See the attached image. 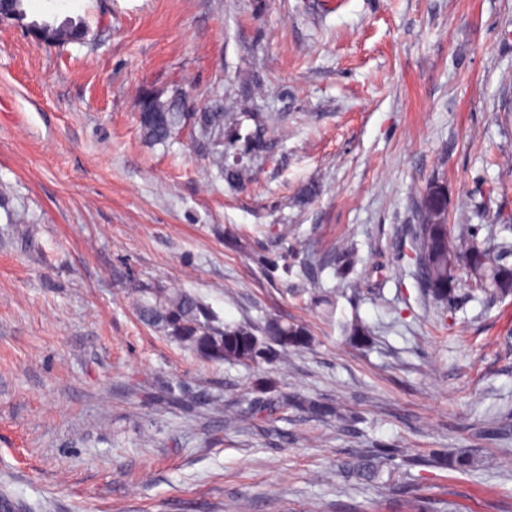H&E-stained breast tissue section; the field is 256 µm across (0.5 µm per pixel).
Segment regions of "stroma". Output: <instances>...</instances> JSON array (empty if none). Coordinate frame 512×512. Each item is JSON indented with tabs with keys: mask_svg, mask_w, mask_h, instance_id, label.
Here are the masks:
<instances>
[{
	"mask_svg": "<svg viewBox=\"0 0 512 512\" xmlns=\"http://www.w3.org/2000/svg\"><path fill=\"white\" fill-rule=\"evenodd\" d=\"M27 5L90 34L48 46L0 22V495L21 512H512V297L463 274L436 306L411 257L434 179L449 224L512 225V0ZM147 94L223 113L224 163L249 180L225 181L194 124L145 141ZM133 281L312 341L284 365L203 360L140 322ZM258 397L280 410L252 416ZM452 448L482 465L433 466ZM384 452L374 481L345 479Z\"/></svg>",
	"mask_w": 512,
	"mask_h": 512,
	"instance_id": "1",
	"label": "stroma"
}]
</instances>
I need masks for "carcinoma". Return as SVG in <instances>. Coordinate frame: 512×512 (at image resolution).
<instances>
[{
    "instance_id": "obj_1",
    "label": "carcinoma",
    "mask_w": 512,
    "mask_h": 512,
    "mask_svg": "<svg viewBox=\"0 0 512 512\" xmlns=\"http://www.w3.org/2000/svg\"><path fill=\"white\" fill-rule=\"evenodd\" d=\"M46 26L55 33L60 44L81 43L87 26L81 20L66 17ZM193 120L200 131L212 139L216 160L224 162V113L200 112L191 117L179 111L173 101H162L152 95L141 100L138 115L140 130L145 139L165 143L177 135L187 120ZM420 224L416 225L411 250L423 260L418 269L424 296L436 304L446 305L456 297L458 275L448 268V248H453L458 263L463 264L478 253L483 258V284L480 292L489 298L512 294V243L499 239V234H512L511 224H502L489 234V241H478L469 224L453 228L448 224V194L443 184L434 180L425 188L418 205ZM140 320L165 335L194 350L200 356L217 361H233L246 365L272 364L283 361L291 348L310 343L309 329L303 323H288L270 318L255 334L248 325H214V317L194 294L179 286L133 284ZM278 349H273V346ZM295 406L317 414L345 418V409L338 405L298 401ZM450 470L467 472L478 467V459L467 452L450 453L442 460ZM379 464L370 457L361 458L350 465L356 477L370 481L377 475Z\"/></svg>"
}]
</instances>
